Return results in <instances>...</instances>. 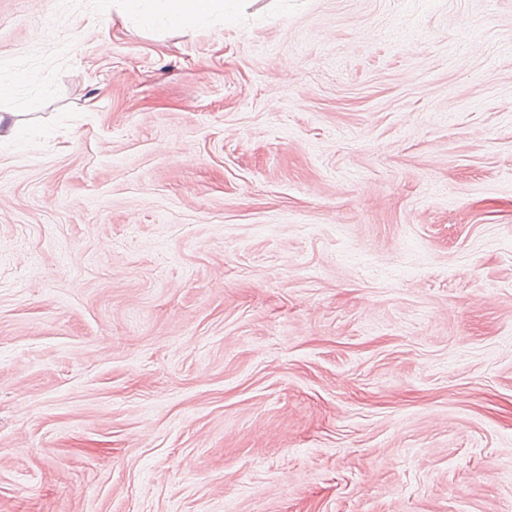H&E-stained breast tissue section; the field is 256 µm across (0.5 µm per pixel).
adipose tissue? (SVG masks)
<instances>
[{
	"mask_svg": "<svg viewBox=\"0 0 512 512\" xmlns=\"http://www.w3.org/2000/svg\"><path fill=\"white\" fill-rule=\"evenodd\" d=\"M103 10L136 19L142 29L162 25L192 27L224 11V0H101Z\"/></svg>",
	"mask_w": 512,
	"mask_h": 512,
	"instance_id": "1",
	"label": "adipose tissue"
}]
</instances>
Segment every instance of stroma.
Segmentation results:
<instances>
[{"mask_svg":"<svg viewBox=\"0 0 512 512\" xmlns=\"http://www.w3.org/2000/svg\"><path fill=\"white\" fill-rule=\"evenodd\" d=\"M0 512H512V0H0ZM239 0H101L102 9L124 19H136L142 29L151 31L160 25L193 27L217 12L227 17V2Z\"/></svg>","mask_w":512,"mask_h":512,"instance_id":"1","label":"stroma"}]
</instances>
